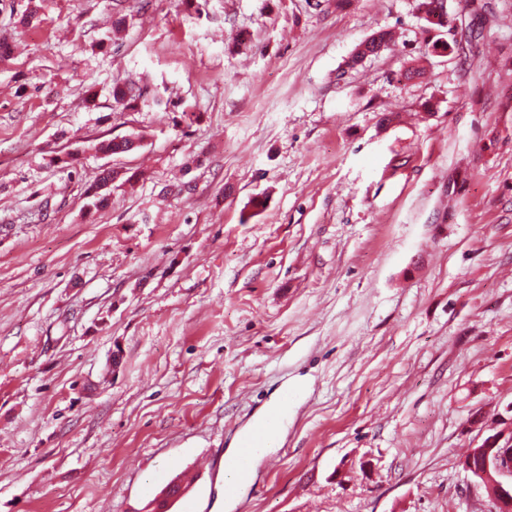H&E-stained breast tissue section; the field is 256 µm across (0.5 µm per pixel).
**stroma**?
<instances>
[{"instance_id": "stroma-1", "label": "stroma", "mask_w": 512, "mask_h": 512, "mask_svg": "<svg viewBox=\"0 0 512 512\" xmlns=\"http://www.w3.org/2000/svg\"><path fill=\"white\" fill-rule=\"evenodd\" d=\"M481 2L124 0L113 44L112 0L26 29L0 0V512H152L186 470L197 512H488L462 460L512 404V0ZM131 75L176 111L113 110ZM392 41L391 32L388 30H380L374 33L370 39L360 43L351 55L348 62L350 67H354L371 56H377L382 50L388 47ZM115 178L116 175H114L113 170H103L102 173H100L96 183L91 188V196L95 198V205L97 207L106 206L112 201L110 186ZM275 416L271 414L265 428L254 431L240 445L232 461V468L241 476L248 475L253 459L261 448H265L274 430Z\"/></svg>"}]
</instances>
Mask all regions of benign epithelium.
Wrapping results in <instances>:
<instances>
[{"label":"benign epithelium","mask_w":512,"mask_h":512,"mask_svg":"<svg viewBox=\"0 0 512 512\" xmlns=\"http://www.w3.org/2000/svg\"><path fill=\"white\" fill-rule=\"evenodd\" d=\"M465 468L480 483L495 481L491 512H512V435L498 431L486 437L480 447L471 449Z\"/></svg>","instance_id":"benign-epithelium-1"}]
</instances>
